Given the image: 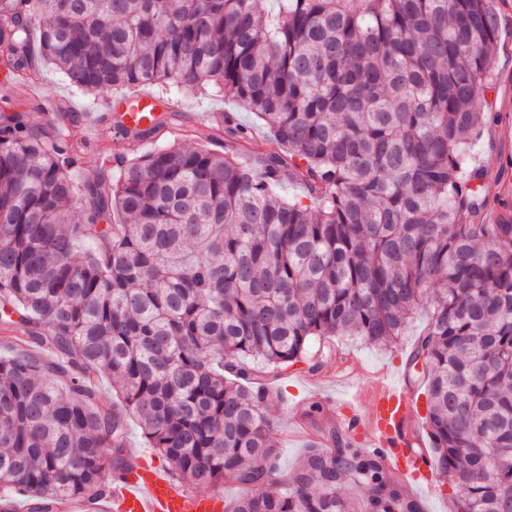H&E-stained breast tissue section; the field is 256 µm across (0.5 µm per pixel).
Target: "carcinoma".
<instances>
[{"label":"carcinoma","instance_id":"cac0c4a2","mask_svg":"<svg viewBox=\"0 0 512 512\" xmlns=\"http://www.w3.org/2000/svg\"><path fill=\"white\" fill-rule=\"evenodd\" d=\"M0 0V72L51 66L122 97L212 85L216 153L179 143L71 171L84 143L0 112V298L25 345L0 356V498L104 493L134 469L128 418L177 480L235 483L227 512H423L336 422L281 477L266 413L280 371L334 336L388 345L428 323L409 381L453 512H512V208L482 195L471 149L496 47L490 0ZM147 138L180 120L163 109ZM299 180L288 200L278 187ZM497 223H483L487 212ZM108 371L121 409H98Z\"/></svg>","mask_w":512,"mask_h":512}]
</instances>
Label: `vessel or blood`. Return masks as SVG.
Returning <instances> with one entry per match:
<instances>
[{
	"label": "vessel or blood",
	"instance_id": "1",
	"mask_svg": "<svg viewBox=\"0 0 512 512\" xmlns=\"http://www.w3.org/2000/svg\"><path fill=\"white\" fill-rule=\"evenodd\" d=\"M134 102L126 126H148L154 97L143 93ZM346 406L348 411L340 418L346 432L366 434L368 447L376 449L405 482L433 489V461L415 430L418 404L389 374L381 375L371 395L354 391ZM58 508L60 512H222L224 499L188 492L164 468L142 461L132 472L114 476L110 490L99 498L70 500Z\"/></svg>",
	"mask_w": 512,
	"mask_h": 512
}]
</instances>
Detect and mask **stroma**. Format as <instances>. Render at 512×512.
Wrapping results in <instances>:
<instances>
[{
  "mask_svg": "<svg viewBox=\"0 0 512 512\" xmlns=\"http://www.w3.org/2000/svg\"><path fill=\"white\" fill-rule=\"evenodd\" d=\"M492 5L499 19L497 47L489 73L492 89L486 93L482 109L494 114L506 109L512 111V0H492ZM165 94L175 110L182 113V121L175 127L165 129L157 137L127 141L121 150L122 155L134 159L173 142L187 146H209L210 129L223 112L235 113L257 138L263 139L268 135L260 119L252 113L241 111L237 103L224 98L216 90L193 96L169 88ZM60 99L67 101L71 110L83 114L103 104L101 96L72 90L60 72L46 68L37 87L26 93L21 109L31 125L44 129L48 126L47 110L51 102ZM502 129V124L487 121L472 157L475 164L486 169L483 194L512 204V165L507 162L508 156L512 155V134L504 135ZM425 325V313H418L405 335L386 347L372 346L358 340H336L330 361L318 374L307 373L304 366L299 365L288 368L277 377L274 382L277 395L267 403L266 410L275 423L272 439L280 451L282 472L292 470L317 433L306 415L310 402H322L327 418H335L340 412L339 400L344 388L339 378L343 374L351 372L361 380L370 381L375 374L385 371L403 383L407 394L423 398V391L408 381L406 360Z\"/></svg>",
  "mask_w": 512,
  "mask_h": 512,
  "instance_id": "obj_1",
  "label": "stroma"
}]
</instances>
